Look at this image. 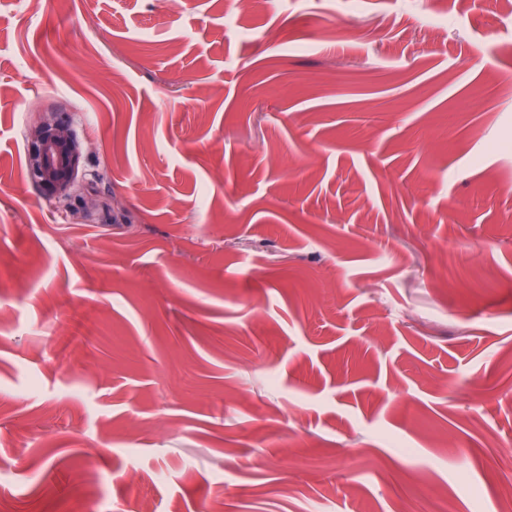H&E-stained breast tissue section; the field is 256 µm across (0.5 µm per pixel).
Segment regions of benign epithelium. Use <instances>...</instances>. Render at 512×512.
<instances>
[{"label": "benign epithelium", "instance_id": "obj_1", "mask_svg": "<svg viewBox=\"0 0 512 512\" xmlns=\"http://www.w3.org/2000/svg\"><path fill=\"white\" fill-rule=\"evenodd\" d=\"M82 158L74 131L55 115L42 120L32 131L28 168L49 196L65 201L73 198Z\"/></svg>", "mask_w": 512, "mask_h": 512}]
</instances>
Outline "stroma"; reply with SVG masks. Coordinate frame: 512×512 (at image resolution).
I'll use <instances>...</instances> for the list:
<instances>
[{
    "instance_id": "obj_1",
    "label": "stroma",
    "mask_w": 512,
    "mask_h": 512,
    "mask_svg": "<svg viewBox=\"0 0 512 512\" xmlns=\"http://www.w3.org/2000/svg\"><path fill=\"white\" fill-rule=\"evenodd\" d=\"M0 460V512H498L506 0H0ZM82 158L74 131L54 114L32 131L28 168L49 196L65 201L73 198Z\"/></svg>"
}]
</instances>
